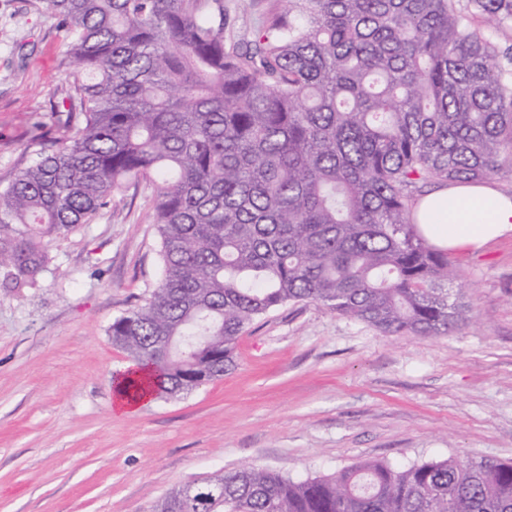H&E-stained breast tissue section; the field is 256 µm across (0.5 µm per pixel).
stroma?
I'll list each match as a JSON object with an SVG mask.
<instances>
[{
    "mask_svg": "<svg viewBox=\"0 0 512 512\" xmlns=\"http://www.w3.org/2000/svg\"><path fill=\"white\" fill-rule=\"evenodd\" d=\"M251 39L270 0H224ZM68 39L50 11L0 0V181L57 135ZM35 285L0 288V512H153L172 488L255 464L319 477L364 461H512V236L452 253L472 321L385 336L308 301L240 336L223 378L135 413L114 410L129 360L113 321L145 304L160 238L146 184L46 241Z\"/></svg>",
    "mask_w": 512,
    "mask_h": 512,
    "instance_id": "stroma-1",
    "label": "stroma"
}]
</instances>
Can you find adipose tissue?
Segmentation results:
<instances>
[{"label": "adipose tissue", "instance_id": "adipose-tissue-1", "mask_svg": "<svg viewBox=\"0 0 512 512\" xmlns=\"http://www.w3.org/2000/svg\"><path fill=\"white\" fill-rule=\"evenodd\" d=\"M427 239L449 251H478L512 235V195L486 184L441 185L420 202Z\"/></svg>", "mask_w": 512, "mask_h": 512}]
</instances>
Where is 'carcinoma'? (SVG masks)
I'll list each match as a JSON object with an SVG mask.
<instances>
[{
    "label": "carcinoma",
    "mask_w": 512,
    "mask_h": 512,
    "mask_svg": "<svg viewBox=\"0 0 512 512\" xmlns=\"http://www.w3.org/2000/svg\"><path fill=\"white\" fill-rule=\"evenodd\" d=\"M28 2L68 33L70 111L55 149L0 185V288L34 283L45 238L148 181L160 277L110 327L134 364L113 386L167 399L219 379L246 326L289 302L384 336L468 319L416 196L512 173V0H275L245 45L224 36V0ZM154 512H512V462L248 465Z\"/></svg>",
    "instance_id": "cac0c4a2"
}]
</instances>
